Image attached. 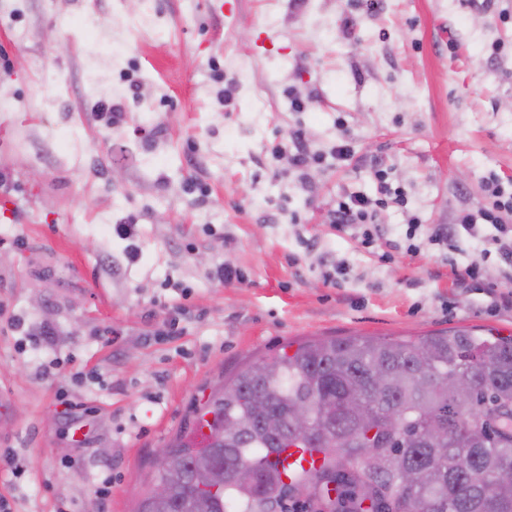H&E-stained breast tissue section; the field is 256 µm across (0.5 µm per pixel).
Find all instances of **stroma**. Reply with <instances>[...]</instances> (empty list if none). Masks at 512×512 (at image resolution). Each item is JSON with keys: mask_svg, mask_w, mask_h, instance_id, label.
I'll return each mask as SVG.
<instances>
[{"mask_svg": "<svg viewBox=\"0 0 512 512\" xmlns=\"http://www.w3.org/2000/svg\"><path fill=\"white\" fill-rule=\"evenodd\" d=\"M0 0V498L136 512L154 454L225 377L290 341L512 335L506 264L401 241L512 180V0ZM304 103L289 107L290 98ZM120 105L107 127L101 105ZM301 131L299 175L274 146ZM349 142L350 161L333 148ZM406 209L374 250L328 215ZM138 219L140 256L112 232ZM480 261L460 284L449 260ZM241 271L222 284L219 264ZM345 265L336 286L325 265ZM79 404L78 416L65 412Z\"/></svg>", "mask_w": 512, "mask_h": 512, "instance_id": "stroma-1", "label": "stroma"}]
</instances>
